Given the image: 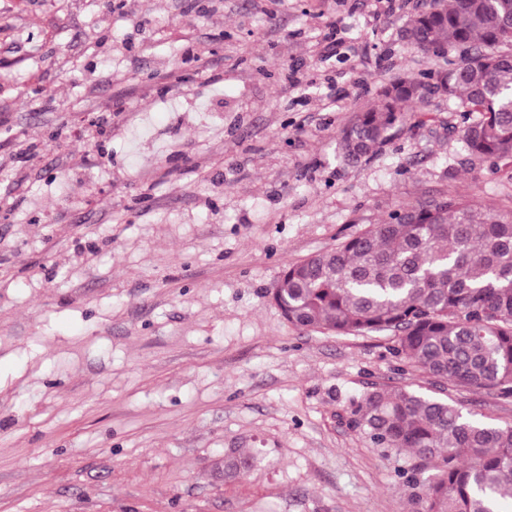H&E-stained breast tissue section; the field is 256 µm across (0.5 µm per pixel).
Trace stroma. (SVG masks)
Returning <instances> with one entry per match:
<instances>
[{"label": "stroma", "instance_id": "1", "mask_svg": "<svg viewBox=\"0 0 512 512\" xmlns=\"http://www.w3.org/2000/svg\"><path fill=\"white\" fill-rule=\"evenodd\" d=\"M416 2L0 0V512H410V453L351 411L436 382L267 293L400 206L512 208L445 98L342 160L385 80L442 63L400 35ZM444 396L512 423V396ZM231 448L255 463L228 482Z\"/></svg>", "mask_w": 512, "mask_h": 512}]
</instances>
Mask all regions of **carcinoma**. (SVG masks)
Returning <instances> with one entry per match:
<instances>
[{
	"label": "carcinoma",
	"mask_w": 512,
	"mask_h": 512,
	"mask_svg": "<svg viewBox=\"0 0 512 512\" xmlns=\"http://www.w3.org/2000/svg\"><path fill=\"white\" fill-rule=\"evenodd\" d=\"M424 54L457 52L424 82L390 78L378 104L341 130L344 160L382 148L431 96L468 114L452 126L471 163H512V0H431L403 18ZM288 323L337 335L391 332L395 356L438 382L512 394V209L463 198L406 205L335 247L287 265L270 292ZM350 423L380 447L415 457L403 474L412 512H503L512 499V423L489 424L405 385L375 387ZM254 456L224 458L238 478Z\"/></svg>",
	"instance_id": "obj_1"
}]
</instances>
